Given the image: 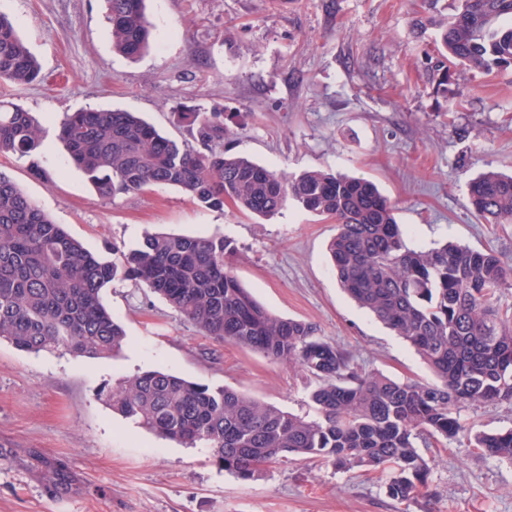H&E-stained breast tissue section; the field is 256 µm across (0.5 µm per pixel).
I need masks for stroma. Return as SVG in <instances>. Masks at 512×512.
Listing matches in <instances>:
<instances>
[{
	"mask_svg": "<svg viewBox=\"0 0 512 512\" xmlns=\"http://www.w3.org/2000/svg\"><path fill=\"white\" fill-rule=\"evenodd\" d=\"M455 0H146L150 50L112 49L104 0H0L41 66L0 99L46 129L29 162L0 155L9 177L91 253L137 248L145 234H209L233 240L234 272L269 311L312 323L365 372L432 381L423 359L340 288L327 254L335 223L287 201L271 219L201 207L156 186L101 198L72 165L58 132L80 109L134 112L177 140L182 112L219 110L224 148L271 170L367 178L397 207L411 244L453 242L494 250L512 264V224L477 219L468 182L512 173V65L454 66L446 93L430 79L434 28ZM123 326L116 358L64 349L39 353L0 341V512H512V465L466 441L424 449L429 494L408 502L383 490L390 471H339L289 456L243 481L211 450L184 448L113 413L102 389L162 368L227 386L299 415L313 414L306 374L249 349L204 336L160 296L131 280L100 293ZM469 428H512V403L461 411ZM56 469L64 484L48 483Z\"/></svg>",
	"mask_w": 512,
	"mask_h": 512,
	"instance_id": "obj_1",
	"label": "stroma"
}]
</instances>
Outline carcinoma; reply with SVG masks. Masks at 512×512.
<instances>
[{
    "label": "carcinoma",
    "instance_id": "carcinoma-1",
    "mask_svg": "<svg viewBox=\"0 0 512 512\" xmlns=\"http://www.w3.org/2000/svg\"><path fill=\"white\" fill-rule=\"evenodd\" d=\"M112 48L137 57L149 46L145 0H105ZM440 24L432 79L448 65L491 71L512 65V0H457ZM39 63L12 20L0 13V83L29 84ZM193 141L178 142L131 112L71 113L59 138L99 195L181 189L199 205L231 203L257 217L290 199L336 223L329 254L340 287L425 361L432 383L399 382L361 371L349 353L312 324L273 314L232 271L236 247L224 236L148 233L121 260L81 243L0 174V340L26 352L66 347L89 357L122 349L121 325L100 291L130 277L163 297L216 341L248 348L310 373L315 416H298L229 387L211 388L162 370L136 373L106 393L112 408L186 448L205 443L219 469L250 480L289 454L339 470H391L385 494L425 493L429 465L419 446L466 437L485 457L512 465V429L468 432L464 407L512 402V267L494 251L436 243L413 247L395 206L366 179L321 170L274 172L224 152V113L180 112ZM44 128L27 110L0 100V154L34 160ZM472 213L512 224V175L487 170L468 185Z\"/></svg>",
    "mask_w": 512,
    "mask_h": 512
}]
</instances>
